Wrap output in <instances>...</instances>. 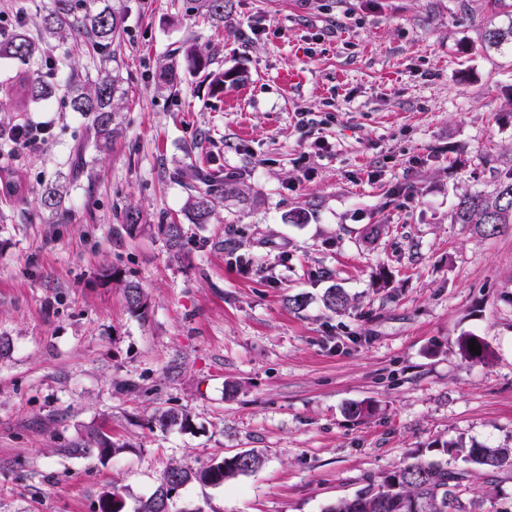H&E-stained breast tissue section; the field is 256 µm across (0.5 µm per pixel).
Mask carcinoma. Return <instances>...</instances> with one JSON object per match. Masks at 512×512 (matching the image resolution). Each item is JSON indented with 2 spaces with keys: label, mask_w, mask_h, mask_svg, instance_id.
Segmentation results:
<instances>
[{
  "label": "carcinoma",
  "mask_w": 512,
  "mask_h": 512,
  "mask_svg": "<svg viewBox=\"0 0 512 512\" xmlns=\"http://www.w3.org/2000/svg\"><path fill=\"white\" fill-rule=\"evenodd\" d=\"M194 2L195 9L208 19L217 24L224 23V12L230 0ZM121 23L122 12L113 8L112 0H49L36 17L38 38L29 34L24 17L18 18L11 32L0 34V59L27 63L44 55L52 45L81 42L100 60V67L94 75L88 71L71 72L65 97V105L88 120L86 142L93 144L98 151L106 150L112 142V124L121 100L120 74L116 73V69L106 67V63L115 60L114 43ZM484 41L494 46L512 42V23L505 29L485 31ZM184 59L190 71L202 70L208 65V59L192 44L186 46ZM58 91L59 85L47 73L20 72L7 85L5 96L16 106V111L25 112L30 105L47 101ZM175 175L190 190L186 212L194 224L210 223L217 201H245L250 194L239 178L226 176L222 170L210 172L195 167L181 169ZM40 204L59 220L67 218L70 212L59 185L45 189ZM122 220L128 231H157L166 239L173 255L181 257V225L174 221L149 224L144 212L132 204L123 212ZM453 221L456 224H476L488 235L512 224V178L499 182L491 197L481 192L465 194L455 208ZM99 278L104 284L118 281L117 272L108 265L101 267ZM120 285L130 312L144 316L148 308L145 290L131 281H122ZM347 303L348 298L340 288H331L325 294V307L332 312L344 310ZM154 421L162 428L189 426L187 415L171 411L155 413ZM120 449L121 446L112 442L106 434L98 432L85 442L74 443L60 449V452L81 457L96 456L104 460ZM463 461L489 471L512 469V448H469ZM262 464V456L254 450L242 451L230 457H214L197 469L172 464L161 475L152 494L137 501L133 512H173L175 500L166 498L164 491V485L169 481L183 487L193 482L218 487L256 472ZM467 478L468 471L464 469L454 472L436 462L415 460L387 473L377 482L367 483L353 496L328 506L326 512H466L462 495L467 490ZM121 499L123 490L112 485V491L105 490L100 496L101 512H122Z\"/></svg>",
  "instance_id": "cac0c4a2"
}]
</instances>
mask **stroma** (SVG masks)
<instances>
[{
	"label": "stroma",
	"instance_id": "obj_1",
	"mask_svg": "<svg viewBox=\"0 0 512 512\" xmlns=\"http://www.w3.org/2000/svg\"><path fill=\"white\" fill-rule=\"evenodd\" d=\"M231 3L217 26L192 0H124L104 152L79 153L85 121L62 98L0 112L50 129L32 148L0 139V178L23 179L0 195V512H98L114 485L131 505L171 462L250 449L258 471L187 485L177 512H324L413 458L463 468L448 444L512 448V224L451 219L512 175V45L484 40L512 16L493 0ZM191 44L223 91L185 70ZM161 62L174 89L156 88ZM191 166L257 203L191 223L173 177ZM58 181L64 224L38 204ZM132 204L181 223L185 258L125 230ZM105 264L144 288V317L99 283ZM336 287L339 313L322 302ZM463 336L487 359L464 358ZM360 402L371 416L349 415ZM160 410L190 427L160 428ZM99 429L119 454H61ZM469 485L468 512H512V470Z\"/></svg>",
	"mask_w": 512,
	"mask_h": 512
}]
</instances>
